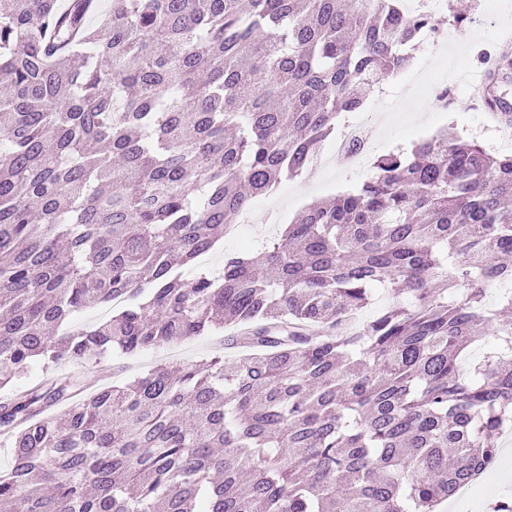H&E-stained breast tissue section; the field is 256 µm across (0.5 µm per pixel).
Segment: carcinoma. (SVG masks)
Segmentation results:
<instances>
[{
	"instance_id": "obj_1",
	"label": "carcinoma",
	"mask_w": 512,
	"mask_h": 512,
	"mask_svg": "<svg viewBox=\"0 0 512 512\" xmlns=\"http://www.w3.org/2000/svg\"><path fill=\"white\" fill-rule=\"evenodd\" d=\"M438 31L396 0H0V389L45 369L0 402V512H440L494 463L512 153L445 130L181 271ZM227 325L231 356L56 374Z\"/></svg>"
}]
</instances>
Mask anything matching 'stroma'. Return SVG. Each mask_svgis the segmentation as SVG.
<instances>
[{"mask_svg":"<svg viewBox=\"0 0 512 512\" xmlns=\"http://www.w3.org/2000/svg\"><path fill=\"white\" fill-rule=\"evenodd\" d=\"M449 2L455 7L465 6L470 25L460 28L451 13L438 15L436 23L442 31L440 45L422 46L413 52L414 59L426 61L427 72L436 81L437 90L422 93L396 77L381 81L364 101L372 109L370 118L381 140L379 153L410 148L446 128L476 141L487 151L499 150L502 132L483 113L479 99L473 98L462 74L466 71L476 76L488 74L490 66L481 62V55L487 52L498 56L505 51L504 39L512 34V0ZM444 88L454 94V102L448 106L440 99ZM372 173V167L355 168L333 159L322 171L309 170L283 180L275 191L253 200L223 242L205 256L203 268L213 271L222 268L225 253L238 250L243 241L259 248L282 225L294 223L309 203L355 191ZM221 347V336L196 337L168 348L149 349L130 359L103 360L86 367L82 376L92 385L123 383L160 363L173 359L202 360Z\"/></svg>","mask_w":512,"mask_h":512,"instance_id":"35a3bbf8","label":"stroma"}]
</instances>
